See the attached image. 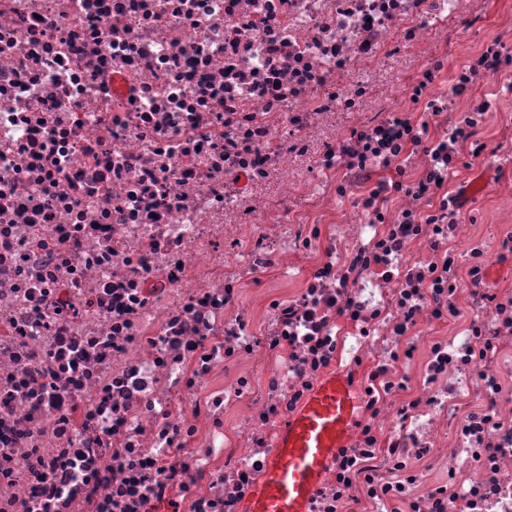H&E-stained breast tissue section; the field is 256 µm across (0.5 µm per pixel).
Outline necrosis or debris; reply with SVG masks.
I'll list each match as a JSON object with an SVG mask.
<instances>
[{"instance_id": "necrosis-or-debris-1", "label": "necrosis or debris", "mask_w": 512, "mask_h": 512, "mask_svg": "<svg viewBox=\"0 0 512 512\" xmlns=\"http://www.w3.org/2000/svg\"><path fill=\"white\" fill-rule=\"evenodd\" d=\"M511 257L512 0H0V512H243L332 373L309 512H512Z\"/></svg>"}]
</instances>
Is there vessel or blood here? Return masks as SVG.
I'll use <instances>...</instances> for the list:
<instances>
[{"mask_svg": "<svg viewBox=\"0 0 512 512\" xmlns=\"http://www.w3.org/2000/svg\"><path fill=\"white\" fill-rule=\"evenodd\" d=\"M357 407L346 376L324 378L283 429L275 456L244 512H308L330 455L356 428Z\"/></svg>", "mask_w": 512, "mask_h": 512, "instance_id": "vessel-or-blood-1", "label": "vessel or blood"}]
</instances>
